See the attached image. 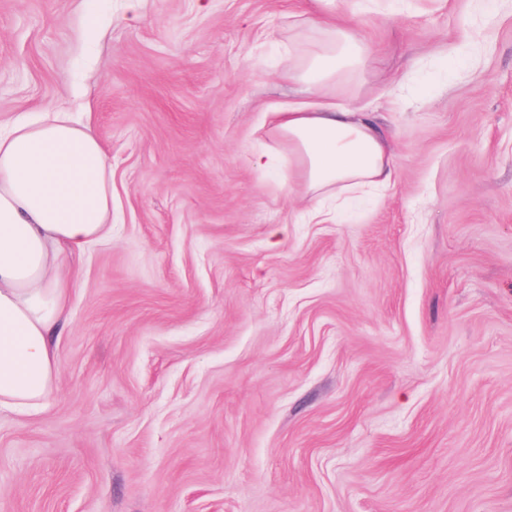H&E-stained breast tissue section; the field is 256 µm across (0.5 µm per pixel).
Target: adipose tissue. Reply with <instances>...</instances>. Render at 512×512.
<instances>
[{"mask_svg":"<svg viewBox=\"0 0 512 512\" xmlns=\"http://www.w3.org/2000/svg\"><path fill=\"white\" fill-rule=\"evenodd\" d=\"M308 37L289 49L283 74L305 101L273 109L269 130L287 139L298 168L289 183L310 197L303 220L332 218L356 192L389 186L392 145L371 113L332 102L333 85L372 59L336 0L301 13ZM112 235V168L91 127L66 112L0 126V412L44 410L57 371L51 338L75 286L67 255Z\"/></svg>","mask_w":512,"mask_h":512,"instance_id":"adipose-tissue-1","label":"adipose tissue"}]
</instances>
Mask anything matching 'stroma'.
I'll list each match as a JSON object with an SVG mask.
<instances>
[{
	"label": "stroma",
	"instance_id": "stroma-1",
	"mask_svg": "<svg viewBox=\"0 0 512 512\" xmlns=\"http://www.w3.org/2000/svg\"><path fill=\"white\" fill-rule=\"evenodd\" d=\"M298 2L0 0V123L89 116L112 166L0 512H512V0H337L397 156L340 224L264 123Z\"/></svg>",
	"mask_w": 512,
	"mask_h": 512
}]
</instances>
